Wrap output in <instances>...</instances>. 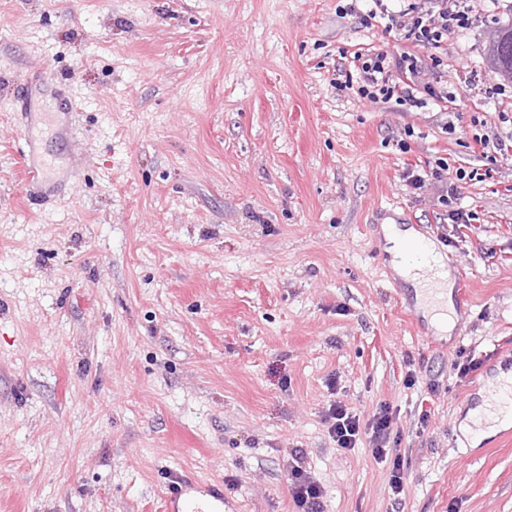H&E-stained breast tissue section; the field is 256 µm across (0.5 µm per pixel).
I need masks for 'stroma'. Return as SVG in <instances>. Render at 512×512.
Here are the masks:
<instances>
[{"label":"stroma","mask_w":512,"mask_h":512,"mask_svg":"<svg viewBox=\"0 0 512 512\" xmlns=\"http://www.w3.org/2000/svg\"><path fill=\"white\" fill-rule=\"evenodd\" d=\"M348 2L0 0V512H166L177 474L299 512L293 448L327 512H512V427L465 428L512 369V166L458 182L460 230L403 178L512 135L486 61L512 0H468L444 110L337 87L353 53H425ZM394 207L464 285L450 331L390 265ZM334 397L397 413L400 497L329 438Z\"/></svg>","instance_id":"obj_1"}]
</instances>
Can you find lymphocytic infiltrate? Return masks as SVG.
Wrapping results in <instances>:
<instances>
[{"instance_id":"f902f5d3","label":"lymphocytic infiltrate","mask_w":512,"mask_h":512,"mask_svg":"<svg viewBox=\"0 0 512 512\" xmlns=\"http://www.w3.org/2000/svg\"><path fill=\"white\" fill-rule=\"evenodd\" d=\"M468 12L465 0H432L428 7L421 5L419 0H405L403 8L398 15L392 16L391 21L406 39L429 50L430 56L424 60L409 52L394 57L384 53H354L352 63L359 77V95L374 103L392 101L412 108L423 107L429 99L438 103L450 101L451 95L438 71L441 61L437 52L452 31L468 22ZM475 143L488 160V167L453 170L442 161L426 177L415 170H407L404 174L406 181L416 190L422 189L429 178L442 184L452 177L459 181L481 182L490 175L492 166L512 161V137L490 139L479 136ZM323 422L338 448L350 450L365 440L377 461H391V491L396 495L402 492L404 466L393 456L401 434L396 414L389 405L378 406L365 418L349 411L342 402L334 401L325 411ZM291 457L289 484L296 505L301 512H326L324 489L307 470L302 449H292Z\"/></svg>"}]
</instances>
